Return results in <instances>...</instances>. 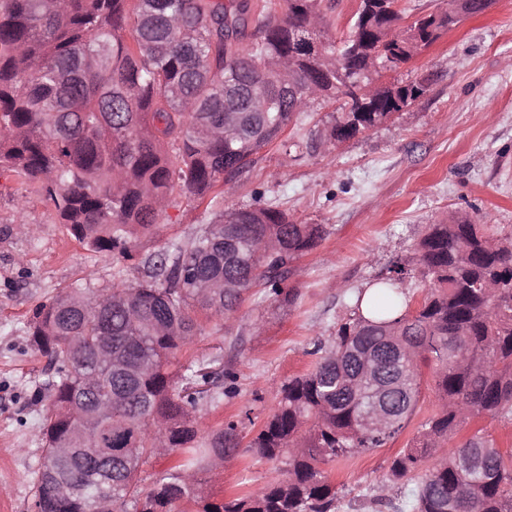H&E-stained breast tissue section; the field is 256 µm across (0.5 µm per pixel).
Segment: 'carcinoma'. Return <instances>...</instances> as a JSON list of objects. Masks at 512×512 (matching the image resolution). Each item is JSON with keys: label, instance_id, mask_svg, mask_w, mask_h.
<instances>
[{"label": "carcinoma", "instance_id": "cac0c4a2", "mask_svg": "<svg viewBox=\"0 0 512 512\" xmlns=\"http://www.w3.org/2000/svg\"><path fill=\"white\" fill-rule=\"evenodd\" d=\"M398 0H360L345 37L323 36L322 0H285L284 13L251 0H0V170L49 200L80 244L118 261L153 233L177 193L203 203L216 184L254 164L293 116L348 97L319 130L349 140L385 123L425 91L393 83L362 111L356 83L365 62L398 68L461 18L432 12L401 27ZM316 44L283 83L293 41ZM235 98L242 111H224ZM327 235L272 204L212 212L187 240L140 262L122 279L61 292L36 308L30 347L48 359L51 408L43 419L33 505L87 512L112 486L105 512H335L323 466L382 448L414 415L422 364L435 365V410L393 458L389 481H412V512H512V452L475 418L512 416V237L456 213L429 224L408 262L396 261L378 288L340 324L307 373L277 390V409L246 446L285 465L261 491L210 502L200 473L237 451L230 421L209 439L194 414L211 374L181 363L200 318L223 322L258 285L283 295L290 265ZM431 284L415 308L401 288ZM117 364L98 358L104 339ZM396 348L384 384L399 397L381 429L363 422L375 397L367 357ZM112 412L98 415L99 401ZM112 436L95 455L85 430ZM448 457L429 464L436 450ZM66 448L64 458L54 449ZM124 448V453L106 450ZM167 453L172 470L145 485L142 467Z\"/></svg>", "mask_w": 512, "mask_h": 512}]
</instances>
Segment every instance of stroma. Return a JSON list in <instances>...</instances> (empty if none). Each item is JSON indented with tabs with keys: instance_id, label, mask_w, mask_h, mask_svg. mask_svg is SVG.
<instances>
[{
	"instance_id": "stroma-1",
	"label": "stroma",
	"mask_w": 512,
	"mask_h": 512,
	"mask_svg": "<svg viewBox=\"0 0 512 512\" xmlns=\"http://www.w3.org/2000/svg\"><path fill=\"white\" fill-rule=\"evenodd\" d=\"M376 80H422L426 90L383 125L336 144L312 142L336 108L332 101L319 105L283 133L300 149L270 144L249 170L215 188L224 208L259 197L300 221L325 225L327 234L293 261L290 302L254 292L232 321L204 322L183 359L223 380L220 401L198 409L200 435L234 421L250 440L277 408L276 387L312 369L315 342L334 336L358 293L392 261L410 259L426 225L464 212L493 237L512 236V0H493L402 68L380 69ZM209 218L204 207L173 197L153 234L137 240L135 259L120 265L71 239L49 201L0 171V512H32L42 458L52 372L28 343L35 308L91 274L107 283L119 269L125 281L136 280L139 258L188 238ZM434 402L432 383L424 381L417 411L395 441L328 465L336 512H408L409 486L386 494L380 486ZM278 468L242 451L220 473L203 472V490L218 501L254 493Z\"/></svg>"
}]
</instances>
